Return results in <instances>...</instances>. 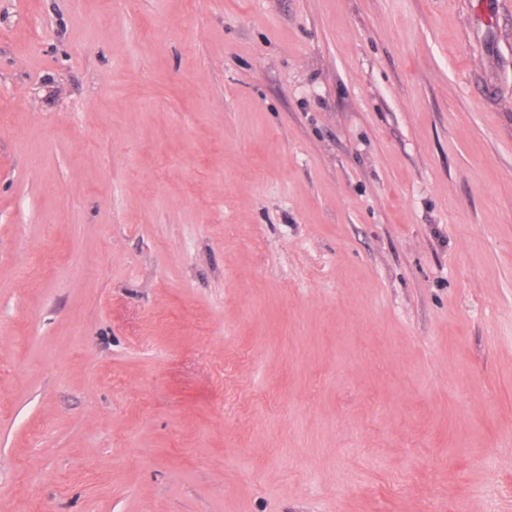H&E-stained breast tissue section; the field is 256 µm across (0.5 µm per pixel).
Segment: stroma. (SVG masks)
Returning a JSON list of instances; mask_svg holds the SVG:
<instances>
[{"label": "stroma", "mask_w": 512, "mask_h": 512, "mask_svg": "<svg viewBox=\"0 0 512 512\" xmlns=\"http://www.w3.org/2000/svg\"><path fill=\"white\" fill-rule=\"evenodd\" d=\"M482 2L0 0V512H512Z\"/></svg>", "instance_id": "1"}]
</instances>
